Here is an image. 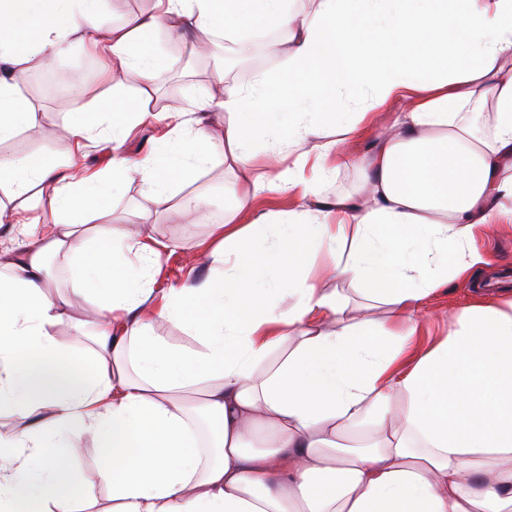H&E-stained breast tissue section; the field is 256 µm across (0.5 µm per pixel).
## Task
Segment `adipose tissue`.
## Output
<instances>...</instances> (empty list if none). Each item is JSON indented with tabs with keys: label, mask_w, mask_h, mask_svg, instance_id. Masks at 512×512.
I'll return each instance as SVG.
<instances>
[{
	"label": "adipose tissue",
	"mask_w": 512,
	"mask_h": 512,
	"mask_svg": "<svg viewBox=\"0 0 512 512\" xmlns=\"http://www.w3.org/2000/svg\"><path fill=\"white\" fill-rule=\"evenodd\" d=\"M101 0H0V142L38 128L18 95L19 65L48 66L74 44L129 73L138 96L113 102L103 124L67 115L65 161L0 156V206L13 246L0 250V408L22 423L0 434V512H81L71 460L87 435L102 448L112 512H512V298L457 310L447 334L411 345L427 299L482 257L475 234L512 222V0H155L102 35ZM283 39L288 81L265 108L220 76L196 105L227 114L214 137L200 118L179 123L180 149L131 161L120 148L160 75L149 49L158 32L200 30L240 42L247 31ZM371 90L372 109L341 112L340 92ZM408 107L392 133L362 155L344 144L393 99ZM491 112V130L478 118ZM338 136L323 140L319 114ZM272 130L309 143L291 166L264 156L254 188L294 193L306 207L235 215L200 243L211 273L164 291L153 286L166 245L111 227L88 235L84 215L135 175L146 206L197 213L203 192L176 196L214 158L246 168ZM111 144L112 167L81 163L87 141ZM357 169L362 194L315 199L308 157ZM351 239L346 261L317 265ZM69 260L95 304L75 315L49 297L48 257ZM326 279L348 281L390 307L384 323L346 315ZM173 321L193 348L155 335ZM70 322L92 337L75 373L52 331Z\"/></svg>",
	"instance_id": "ef3b65f1"
}]
</instances>
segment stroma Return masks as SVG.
I'll return each instance as SVG.
<instances>
[{
  "instance_id": "obj_1",
  "label": "stroma",
  "mask_w": 512,
  "mask_h": 512,
  "mask_svg": "<svg viewBox=\"0 0 512 512\" xmlns=\"http://www.w3.org/2000/svg\"><path fill=\"white\" fill-rule=\"evenodd\" d=\"M191 40H174L158 33L150 40L152 51L161 65L164 76L150 93L146 104L150 111L192 107L209 87L218 72L224 71L222 57L211 55L200 58L192 52ZM90 56L82 47H74L68 55L54 64L53 71L66 78L85 80L82 96L61 106L55 96L23 90V97L38 110L42 135L28 141L23 135L0 143L5 155L38 153L59 155L67 139V110H86L99 97H110V85L101 64H90ZM193 190L204 192L207 204L195 220L181 223L167 213L142 208L141 186L138 180L125 182L122 190L108 205L104 223L125 229L130 233L147 232L154 238L172 242L164 252L157 285L168 288L179 284L187 274L195 246L209 239L214 225L223 223L235 209L243 191H250L252 207L258 212H288L299 209L298 197L269 190H251L240 171L227 168L221 161H213L198 176ZM479 249L489 253V266L473 270L469 277L448 281L432 295L424 307L425 320L416 346L422 347L439 337L448 327V315L456 309L475 303L488 302L497 297L512 295V223L502 225L494 236L478 240ZM102 453L94 436H87L81 450L74 456L72 468L82 482L88 499L96 512H108L112 506V491L98 472Z\"/></svg>"
}]
</instances>
